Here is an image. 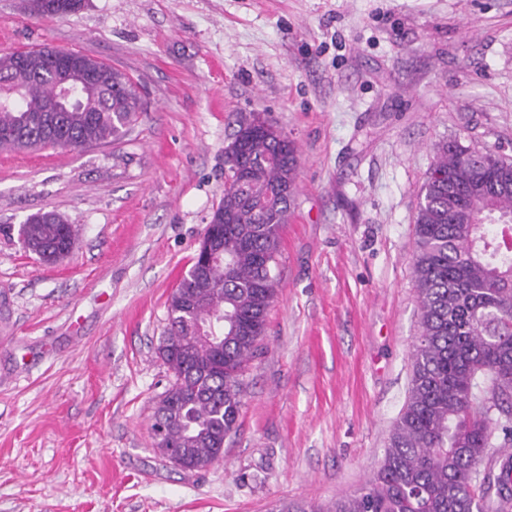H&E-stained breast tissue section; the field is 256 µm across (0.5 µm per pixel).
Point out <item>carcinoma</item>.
<instances>
[{"mask_svg":"<svg viewBox=\"0 0 512 512\" xmlns=\"http://www.w3.org/2000/svg\"><path fill=\"white\" fill-rule=\"evenodd\" d=\"M63 17L82 0H39ZM54 48L0 56V149L51 145L82 149L122 139L144 111L127 75L81 53L98 82L65 112L52 111L47 77ZM298 151L273 122L254 114L224 148V198L212 215L224 225V261L181 278L158 348L174 381L157 404L155 440L165 458L186 449L199 470L224 453L244 406L242 375L263 340L275 300L280 234L296 193ZM413 263L420 307L406 402L373 477L323 508L278 502L271 512H512V161L492 147L438 144L422 187ZM79 227L54 211L19 226L22 248L53 264L68 256ZM224 318V364L197 347L200 326Z\"/></svg>","mask_w":512,"mask_h":512,"instance_id":"cac0c4a2","label":"carcinoma"}]
</instances>
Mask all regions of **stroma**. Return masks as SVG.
Wrapping results in <instances>:
<instances>
[{"label":"stroma","mask_w":512,"mask_h":512,"mask_svg":"<svg viewBox=\"0 0 512 512\" xmlns=\"http://www.w3.org/2000/svg\"><path fill=\"white\" fill-rule=\"evenodd\" d=\"M73 50L147 109L92 149H0V512H269L378 468L419 329L414 221L435 146L512 159V0H0V55ZM298 148L278 294L223 458L153 449L168 300L224 197L241 119ZM82 228L48 265L20 224ZM41 2L43 13L40 16L46 17H63L70 13L76 12L82 3V0H37ZM34 1L35 12L40 13L38 3Z\"/></svg>","instance_id":"stroma-1"}]
</instances>
